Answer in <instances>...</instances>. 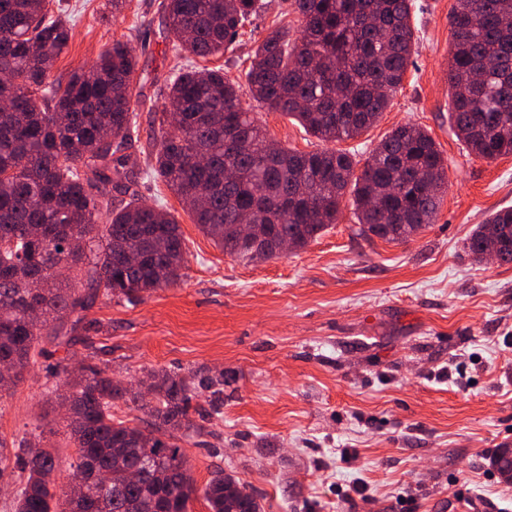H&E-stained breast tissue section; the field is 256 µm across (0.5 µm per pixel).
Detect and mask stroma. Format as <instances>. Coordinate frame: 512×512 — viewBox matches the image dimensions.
I'll list each match as a JSON object with an SVG mask.
<instances>
[{"instance_id": "stroma-1", "label": "stroma", "mask_w": 512, "mask_h": 512, "mask_svg": "<svg viewBox=\"0 0 512 512\" xmlns=\"http://www.w3.org/2000/svg\"><path fill=\"white\" fill-rule=\"evenodd\" d=\"M73 36L53 77L69 76L112 41L127 42L142 78L129 148L142 201L180 225L182 281L138 303L102 298L76 344H47L11 395L0 398V439L24 438L74 456L68 374L86 365L135 386L147 370L224 373V405L191 402L198 434L181 446L197 487L213 471L236 477L262 512H430L440 498L484 495L512 512V484L493 466L512 448V264L476 262L477 224L512 207V156L483 160L450 124V16L456 0H414L417 44L403 88L380 121L338 149L365 160L400 123L424 128L447 164L433 224L406 244L359 234L351 198L339 219L302 249L257 263L224 254L151 174L170 75L186 67L155 0H62ZM233 51L205 59L242 85L243 108L269 137L302 152L324 144L297 121L262 108L243 82L271 27L299 34L292 0H262Z\"/></svg>"}]
</instances>
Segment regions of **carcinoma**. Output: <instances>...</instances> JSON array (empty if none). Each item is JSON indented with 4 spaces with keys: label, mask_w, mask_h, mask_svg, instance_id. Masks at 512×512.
<instances>
[{
    "label": "carcinoma",
    "mask_w": 512,
    "mask_h": 512,
    "mask_svg": "<svg viewBox=\"0 0 512 512\" xmlns=\"http://www.w3.org/2000/svg\"><path fill=\"white\" fill-rule=\"evenodd\" d=\"M302 35L273 28L259 42L246 78L252 98L295 118L324 142L353 139L374 125L402 89L411 63L413 0H294ZM257 0H158L178 46L206 59L230 49L257 15ZM450 122L476 157L512 155V0H457L451 15ZM72 37L68 15L46 0H0V399L24 379L45 340L70 345L85 313L102 297L128 302L177 285L187 261L179 224L138 201L135 162L137 61L127 43L107 45L63 82L50 79ZM161 144L153 173L224 253L246 262L279 255L280 240L300 249L336 223L352 190L359 231L406 243L433 223L447 184L435 140L418 125H398L360 173L340 150L278 148L247 112L221 68H192L166 83ZM129 201H116V195ZM263 227L242 240L243 216ZM467 248L477 260L496 252L512 264V208L489 214ZM84 263L80 287L58 274ZM71 319L70 327L61 315ZM153 430L115 420L122 402L145 395L95 366L69 382L70 468L115 471L106 484L76 494L60 485L58 456L24 440L0 441V479L20 487L15 512H189L197 488L178 444L191 400L211 393L224 405V375L151 371ZM135 469L128 483L125 469ZM210 512H261L258 497L217 471L203 489Z\"/></svg>",
    "instance_id": "obj_1"
}]
</instances>
